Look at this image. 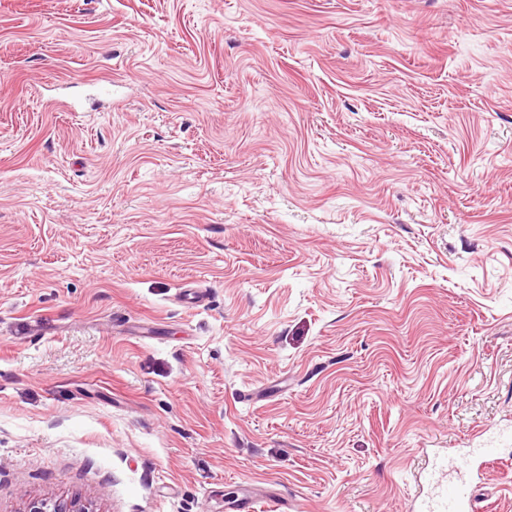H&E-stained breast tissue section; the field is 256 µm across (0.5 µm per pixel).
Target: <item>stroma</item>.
Here are the masks:
<instances>
[{
  "label": "stroma",
  "mask_w": 512,
  "mask_h": 512,
  "mask_svg": "<svg viewBox=\"0 0 512 512\" xmlns=\"http://www.w3.org/2000/svg\"><path fill=\"white\" fill-rule=\"evenodd\" d=\"M512 512V0H0V512ZM495 449L473 448L469 453L456 454L449 464L446 456L434 454L428 460V481L432 490L428 498L421 502L417 511L474 512L471 486L466 477L478 461H480V467L489 468L495 461Z\"/></svg>",
  "instance_id": "35a3bbf8"
}]
</instances>
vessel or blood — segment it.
I'll use <instances>...</instances> for the list:
<instances>
[{
  "instance_id": "1",
  "label": "vessel or blood",
  "mask_w": 512,
  "mask_h": 512,
  "mask_svg": "<svg viewBox=\"0 0 512 512\" xmlns=\"http://www.w3.org/2000/svg\"><path fill=\"white\" fill-rule=\"evenodd\" d=\"M494 461L493 449L486 447L451 458L433 455L428 460V481L432 490L428 498L421 502L419 512H474L475 505L467 477L474 466L487 468Z\"/></svg>"
}]
</instances>
